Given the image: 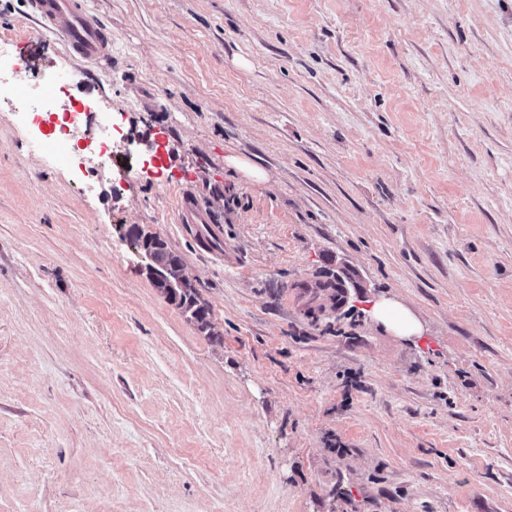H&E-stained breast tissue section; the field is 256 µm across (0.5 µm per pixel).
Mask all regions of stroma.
<instances>
[{"label": "stroma", "mask_w": 512, "mask_h": 512, "mask_svg": "<svg viewBox=\"0 0 512 512\" xmlns=\"http://www.w3.org/2000/svg\"><path fill=\"white\" fill-rule=\"evenodd\" d=\"M24 2L0 0L27 65L0 101V512H512V0H84L112 43L71 96L165 159L119 190L33 149L30 84L79 65ZM181 224H194L196 237L208 243L220 239L219 228L213 226L211 218L200 210L192 196L183 195L179 205ZM135 237L134 244L139 246L144 253L149 257L148 268L172 267L175 270L182 268V260L168 244L160 238L152 235H147L140 230L132 231ZM153 275L162 278L166 282L168 291L164 294L171 303L176 304L174 300L177 298V289L183 288L180 292L177 307L188 313L189 317L198 324L199 329L209 335L212 342H220L221 336L212 332L208 308L199 302L196 288L191 283L186 285L189 282L186 275L183 272L179 273L173 270H167L162 275L155 273ZM375 317L399 336H421V326L417 318L402 304L384 302L374 307Z\"/></svg>", "instance_id": "1"}]
</instances>
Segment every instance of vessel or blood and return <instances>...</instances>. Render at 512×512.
<instances>
[{"label": "vessel or blood", "instance_id": "b4317fda", "mask_svg": "<svg viewBox=\"0 0 512 512\" xmlns=\"http://www.w3.org/2000/svg\"><path fill=\"white\" fill-rule=\"evenodd\" d=\"M32 16L52 34L66 52L80 61L91 63L107 54L109 37L98 18L82 0H27ZM180 221L193 225L199 240L212 243L220 233L211 218L200 210L193 197H183Z\"/></svg>", "mask_w": 512, "mask_h": 512}]
</instances>
